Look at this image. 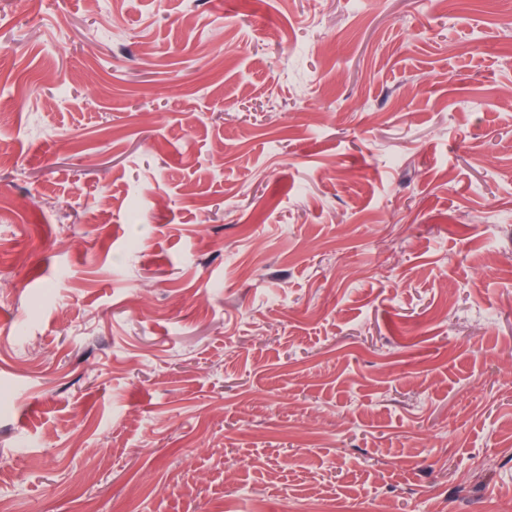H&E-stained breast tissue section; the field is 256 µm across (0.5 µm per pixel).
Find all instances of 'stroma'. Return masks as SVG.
I'll return each instance as SVG.
<instances>
[{
	"instance_id": "1",
	"label": "stroma",
	"mask_w": 512,
	"mask_h": 512,
	"mask_svg": "<svg viewBox=\"0 0 512 512\" xmlns=\"http://www.w3.org/2000/svg\"><path fill=\"white\" fill-rule=\"evenodd\" d=\"M508 15L0 0L11 512H512Z\"/></svg>"
}]
</instances>
